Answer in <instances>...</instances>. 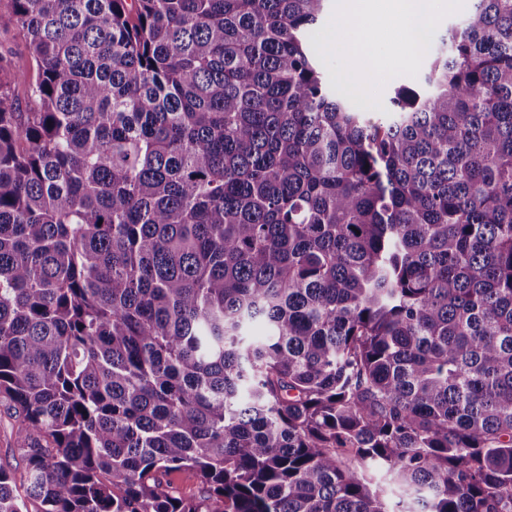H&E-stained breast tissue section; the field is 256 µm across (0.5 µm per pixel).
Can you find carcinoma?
I'll return each instance as SVG.
<instances>
[{"instance_id": "carcinoma-1", "label": "carcinoma", "mask_w": 512, "mask_h": 512, "mask_svg": "<svg viewBox=\"0 0 512 512\" xmlns=\"http://www.w3.org/2000/svg\"><path fill=\"white\" fill-rule=\"evenodd\" d=\"M8 2L0 512H512V0L375 121L326 0ZM7 0H0V52L8 54L12 72L10 93L19 105L20 112H32L35 104L31 89L35 85L38 73L30 59L24 34L8 20ZM166 479L183 496L198 495L200 491V480L193 470L184 469L176 471L168 475Z\"/></svg>"}]
</instances>
